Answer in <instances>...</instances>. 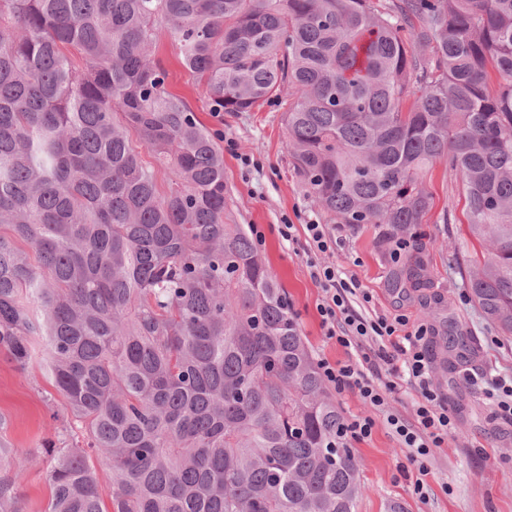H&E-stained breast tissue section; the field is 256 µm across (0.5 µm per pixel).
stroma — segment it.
I'll use <instances>...</instances> for the list:
<instances>
[{
	"label": "stroma",
	"instance_id": "1",
	"mask_svg": "<svg viewBox=\"0 0 512 512\" xmlns=\"http://www.w3.org/2000/svg\"><path fill=\"white\" fill-rule=\"evenodd\" d=\"M156 55L169 70L170 91L184 95L207 128L235 142V151L224 154L230 213L235 223L263 233L260 251L286 289L314 359L343 363L357 354L325 337L317 311L322 290L310 276L303 245L282 238L279 228L287 220L300 225L314 219L328 226L338 244L318 260L357 277L373 294L369 317L402 314L410 328L427 330L432 381L447 399L456 431L430 453L428 494L422 500L413 492L417 472L408 463L407 449L384 422H377L370 438L352 445L365 486L356 512H512V426L495 417L482 392L483 374L512 375V337L502 335L468 297L464 261L474 242L465 232L464 199L455 174L438 163L424 177L436 207H447V223L417 226L406 248L395 250L384 239V225L341 224L312 202L286 150L280 104L213 113L169 40L161 41ZM417 251L424 256L427 279L424 288L414 291L406 287L404 272ZM434 300L441 310L432 318L427 304ZM456 333L464 334L467 344L459 353L448 349V337ZM0 418L5 421L0 442L16 451L23 465L18 487L22 512H49L56 455L46 443L65 426L79 440L87 435L53 384L44 337H35L28 368H18L0 352Z\"/></svg>",
	"mask_w": 512,
	"mask_h": 512
}]
</instances>
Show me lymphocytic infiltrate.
Listing matches in <instances>:
<instances>
[{"label":"lymphocytic infiltrate","instance_id":"obj_1","mask_svg":"<svg viewBox=\"0 0 512 512\" xmlns=\"http://www.w3.org/2000/svg\"><path fill=\"white\" fill-rule=\"evenodd\" d=\"M311 276L322 290L317 311L326 338L345 348L364 344L370 347L355 363L333 364L325 359L317 362L321 376L336 392L357 391L372 410L371 415L346 420L343 439H368L376 424V414H383L387 427L407 448V459L418 473L414 494L425 497L426 459L431 449L445 443L454 422L444 397L431 383L424 329L408 330V319L403 315L392 319L367 317L365 310L373 301L372 294L356 277L343 275L335 266L312 264ZM401 382L419 394L409 419L388 410V396Z\"/></svg>","mask_w":512,"mask_h":512}]
</instances>
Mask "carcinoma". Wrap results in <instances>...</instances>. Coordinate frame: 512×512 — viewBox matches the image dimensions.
Returning <instances> with one entry per match:
<instances>
[{
    "label": "carcinoma",
    "mask_w": 512,
    "mask_h": 512,
    "mask_svg": "<svg viewBox=\"0 0 512 512\" xmlns=\"http://www.w3.org/2000/svg\"><path fill=\"white\" fill-rule=\"evenodd\" d=\"M162 30L214 112L288 91L289 155L341 224L405 233L455 172L471 297L511 336L512 0H0V351L24 369L47 337L88 435L49 444L50 512H105L91 450L110 512H355L343 417Z\"/></svg>",
    "instance_id": "cac0c4a2"
}]
</instances>
